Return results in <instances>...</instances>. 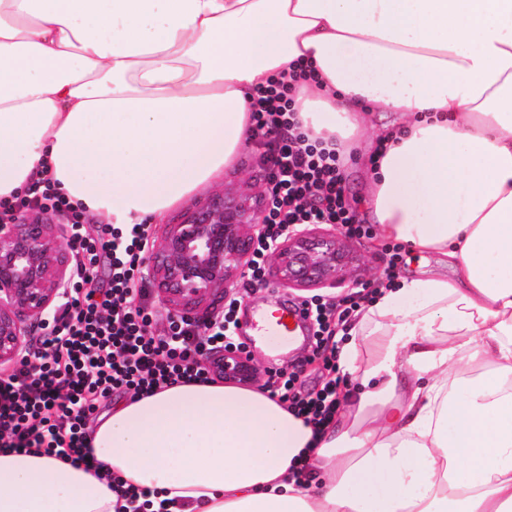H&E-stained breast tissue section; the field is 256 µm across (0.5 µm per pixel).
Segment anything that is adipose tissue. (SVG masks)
<instances>
[{"label":"adipose tissue","instance_id":"1","mask_svg":"<svg viewBox=\"0 0 512 512\" xmlns=\"http://www.w3.org/2000/svg\"><path fill=\"white\" fill-rule=\"evenodd\" d=\"M303 65V131L384 145L368 218L452 276L356 316L355 387L321 430L267 391L179 381L99 418L95 468L0 452V512H114L115 477L146 512H512V0H0V200L49 178L104 223L160 217ZM377 111L396 129L370 134Z\"/></svg>","mask_w":512,"mask_h":512}]
</instances>
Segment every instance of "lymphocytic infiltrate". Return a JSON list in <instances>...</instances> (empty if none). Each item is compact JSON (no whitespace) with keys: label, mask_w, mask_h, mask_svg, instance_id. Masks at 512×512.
<instances>
[{"label":"lymphocytic infiltrate","mask_w":512,"mask_h":512,"mask_svg":"<svg viewBox=\"0 0 512 512\" xmlns=\"http://www.w3.org/2000/svg\"><path fill=\"white\" fill-rule=\"evenodd\" d=\"M291 84L280 76L258 89L251 103L271 175L267 235L257 243L253 275L262 278L269 245L292 224H333L353 238L368 236L345 200L343 164L335 150L306 144L293 135L289 119ZM18 207L38 206L68 219V247L75 254L74 282L59 316L38 339L32 360L0 375V452L44 453L71 465L91 467L87 417L113 392L148 395L181 379L205 383L202 348L230 346V329L216 323L209 334H195L189 321L170 322L169 333L154 336L153 312L143 302L135 274L149 247L145 224H85L54 184L30 190ZM314 327V356L332 374L322 389L301 395L292 378L277 388L288 409L321 427L335 415L338 390L336 350L330 342L346 312L302 301Z\"/></svg>","instance_id":"f902f5d3"}]
</instances>
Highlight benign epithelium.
<instances>
[{
    "label": "benign epithelium",
    "mask_w": 512,
    "mask_h": 512,
    "mask_svg": "<svg viewBox=\"0 0 512 512\" xmlns=\"http://www.w3.org/2000/svg\"><path fill=\"white\" fill-rule=\"evenodd\" d=\"M266 213V196L250 188L225 193L170 226L142 265L170 318L208 307L247 278ZM61 235L62 225L42 210L26 212L15 224H0V365L23 360L20 317L45 319L70 288L72 258ZM356 253L357 241L338 228L302 226L274 243L264 285L273 279L301 290L338 284L355 288L359 281L350 279L349 271ZM200 360L229 382L261 378L254 357L233 348L206 350Z\"/></svg>",
    "instance_id": "obj_1"
}]
</instances>
